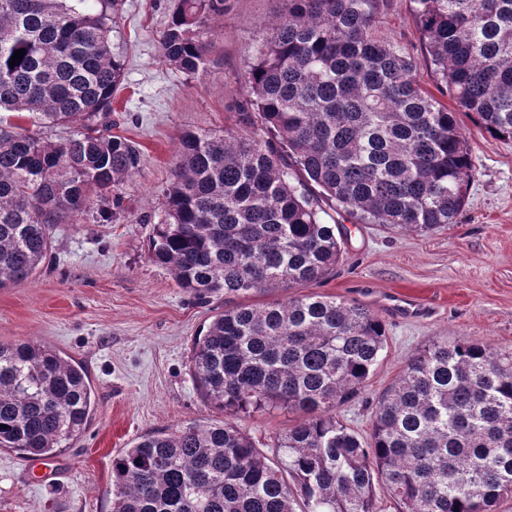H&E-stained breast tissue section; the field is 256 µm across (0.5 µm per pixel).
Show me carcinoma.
Instances as JSON below:
<instances>
[{
    "instance_id": "obj_1",
    "label": "carcinoma",
    "mask_w": 512,
    "mask_h": 512,
    "mask_svg": "<svg viewBox=\"0 0 512 512\" xmlns=\"http://www.w3.org/2000/svg\"><path fill=\"white\" fill-rule=\"evenodd\" d=\"M225 2L173 0L164 61L205 71ZM284 2L251 49L247 130L186 131L173 159L149 259L200 301L321 279L342 254L329 208L430 232L465 205L472 161L456 113L379 31L374 0ZM410 2L458 110L512 139V0ZM121 6L0 0V110L80 126L52 141L0 124V288L48 262L54 226L79 223L141 164L136 144L112 134ZM387 345L381 319L333 297L217 313L190 356L205 401L302 418L270 457L227 420L148 433L112 459V512H378V484L398 512H496L512 498V351L428 341L377 398L364 438L336 410L362 394ZM94 405L79 362L36 341L0 344V448L50 460Z\"/></svg>"
}]
</instances>
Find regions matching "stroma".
<instances>
[{
    "instance_id": "obj_1",
    "label": "stroma",
    "mask_w": 512,
    "mask_h": 512,
    "mask_svg": "<svg viewBox=\"0 0 512 512\" xmlns=\"http://www.w3.org/2000/svg\"><path fill=\"white\" fill-rule=\"evenodd\" d=\"M170 0H124L112 51L124 60L114 98L115 134L142 152L139 170L119 188L111 218L92 209L78 224L58 225L48 267L0 289V343L38 340L86 369L96 404L82 435L51 461L0 449V512H112V459L153 431L224 420L205 402L190 366L193 341L224 308L179 288L168 268L148 258L164 201L174 145L187 130L239 128L249 49L271 33L284 0H227L207 71L184 75L160 56L158 37ZM385 32L417 62L416 80L451 104L422 43L409 0H385ZM473 176L455 224L420 234L343 220L345 243L323 281L279 288L270 299L311 293L368 307L385 324L388 348L361 396L338 418L368 436L374 400L405 360L436 337L512 350V140L490 136L460 116ZM297 419L282 410L233 421L256 444Z\"/></svg>"
}]
</instances>
